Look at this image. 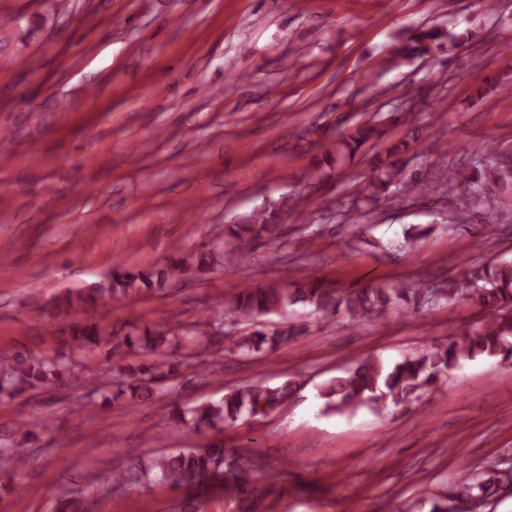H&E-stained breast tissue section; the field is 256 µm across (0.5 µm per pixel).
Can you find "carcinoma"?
I'll return each instance as SVG.
<instances>
[{
    "label": "carcinoma",
    "instance_id": "obj_1",
    "mask_svg": "<svg viewBox=\"0 0 512 512\" xmlns=\"http://www.w3.org/2000/svg\"><path fill=\"white\" fill-rule=\"evenodd\" d=\"M441 39L452 45L459 35L437 29L416 33L409 38L403 54L422 57L429 53L432 43ZM385 135L383 120L359 123L334 141L319 163L331 164L352 157L363 146ZM416 141L415 137L405 138L389 147L385 156L377 157L373 175L359 189L355 202L376 203L388 197L393 188L405 195L415 192L416 184L403 177L404 164L398 156ZM458 186L464 187L463 194L455 198L458 213L486 214L494 219L512 211V166L496 161L491 152L480 156L471 171L448 170V190ZM289 210L290 200L283 197L265 204L240 224L226 225L225 236L234 241V247L229 250L222 242H203L149 268L117 263L112 267L109 287L58 297L56 315L70 314L76 302L88 317L78 323L59 324V347L51 352L17 351L9 358L1 357L0 400H13L24 393L57 387L69 379L82 360L104 352L109 360L106 385L113 390L112 397L105 396L103 400L124 399L130 405H137L160 393L159 384L178 379L181 362L171 361L168 356L185 350L186 357L191 358L197 356L196 350L210 348L208 330L216 323L224 325V351L242 357L257 356L274 352L307 333L306 324L284 319L291 306H308L323 317L344 310L352 321L366 315L383 319L390 305L400 300L409 303L417 295V291L404 284L336 289L317 277L294 288L267 282L238 288L224 297L212 320H197L187 329H147L141 335L127 333L114 344L111 338L115 333L95 319L98 297L105 293L114 298H126L131 293H161L170 289L175 278L188 272H204L216 266L234 271L245 266L256 245L283 248L286 245L283 225ZM430 293L436 301L476 302L482 310L490 311L492 318L474 323L459 333L457 339L450 337L433 343L428 350L393 365L372 355L359 360L346 370V375L320 385L318 397L324 401L325 411L352 413L367 407L380 412L391 404L398 406L427 392L439 391L448 372L463 360L488 357L512 362V260L471 265L460 276L430 289ZM270 315L281 316L283 321L270 329L264 326ZM140 355L145 360L138 359ZM300 389L301 383L290 379L276 386L259 381L229 389L219 402L177 406L173 420L191 425L197 431L221 433L224 426L246 421L258 412L268 415L276 411ZM7 434L11 450L0 448L3 476L9 474L16 462V453L37 438L34 424L25 420L15 422ZM108 472L103 485L106 496L130 482L142 486L165 483L171 487H194L193 495L182 504V512H202L203 505L214 496L254 503L260 498V488L249 478L247 455L238 448L224 447L221 438L150 457L127 469L110 468ZM511 486L512 467L492 464L457 486L451 497L467 503L471 512H478L492 496Z\"/></svg>",
    "mask_w": 512,
    "mask_h": 512
}]
</instances>
